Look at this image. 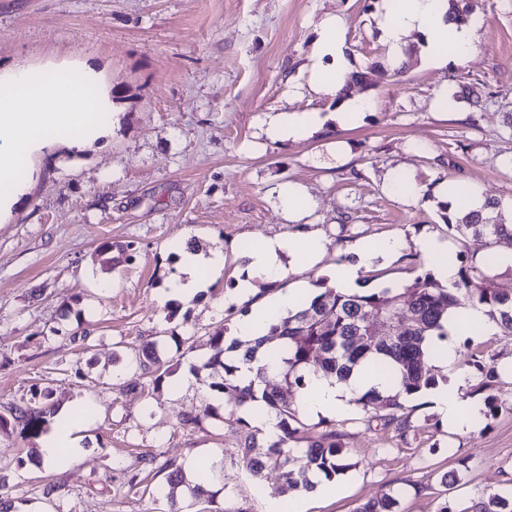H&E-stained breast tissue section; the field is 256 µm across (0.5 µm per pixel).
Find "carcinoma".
<instances>
[{"mask_svg": "<svg viewBox=\"0 0 512 512\" xmlns=\"http://www.w3.org/2000/svg\"><path fill=\"white\" fill-rule=\"evenodd\" d=\"M443 220L450 233L482 239L491 247H512V220H507L499 202L493 199L467 212H454L447 204ZM448 261L459 264L457 280L451 288L441 285L429 273L411 287L395 291L383 288L369 293H344L324 287L297 312L270 325L268 336L280 340V359L273 369L259 364L266 338L234 339L227 345L225 327L210 336V355L202 365L191 366V370L208 371L209 393L222 394L224 399L233 401L235 409L226 420L247 430L237 462L255 476L268 469L280 471L279 495L291 490L311 491L319 479L342 476L353 463L341 434L331 425L314 435L299 436V428L292 426L296 415L289 406L288 392L303 393L309 377L317 374L345 381L355 366L370 360L378 372L392 377L396 390L386 393L372 388L357 394L355 402L369 413L367 422L376 421L385 429L393 426L407 432L413 425L406 401L438 383L434 369L423 363V344L432 336L448 338L442 326L448 309L480 305L504 334L512 335V289L497 286L482 269L466 264L461 251L448 257ZM393 317L406 320V324L389 339L374 335L379 321ZM467 365L473 375L481 378L482 390L493 389L499 373L480 351L470 352ZM35 397L39 398L37 404L9 407V416L0 415V427H6L12 418L24 424L28 437H41L54 422L57 407L45 389L35 392ZM258 400L278 421L281 435L274 441L267 440L259 428L237 414L238 409ZM213 415L214 407L205 396L200 409L184 415L180 424L197 425ZM298 454L302 465L296 468L293 462ZM161 469L168 471L169 483L185 485L190 496L187 505L167 497L168 512H186L197 501L212 499L205 488L208 471H199L191 483L173 461L165 462ZM356 512H399V502L391 495L371 498L361 503ZM465 512H512V494L481 496Z\"/></svg>", "mask_w": 512, "mask_h": 512, "instance_id": "cac0c4a2", "label": "carcinoma"}]
</instances>
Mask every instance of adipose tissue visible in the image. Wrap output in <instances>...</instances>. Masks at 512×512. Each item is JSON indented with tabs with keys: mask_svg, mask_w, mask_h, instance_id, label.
Listing matches in <instances>:
<instances>
[{
	"mask_svg": "<svg viewBox=\"0 0 512 512\" xmlns=\"http://www.w3.org/2000/svg\"><path fill=\"white\" fill-rule=\"evenodd\" d=\"M445 0H384L380 25L383 35L394 48H401L410 32L426 36L429 48L439 56L464 57L474 47L475 28L457 25L446 18ZM318 68L314 73L316 89L336 96L342 89L349 65L344 44L335 19L319 26L315 40ZM53 78L37 80L27 68L0 69V223L6 222L28 190L27 180L17 177L19 167L31 166L38 154L64 145L84 149L104 142L112 133V101L100 71L88 62L71 65L54 64ZM329 120L319 112H278L268 115L262 129L266 138L285 143L301 135L319 131ZM398 238L377 242L359 240L353 243L350 260L337 264L333 284L348 290L362 273L373 266L378 257L401 251ZM329 247L328 240L311 232L261 240L242 254L243 266L236 279L235 300H250L248 312L238 319L234 334L241 339L265 335L272 317L296 312L304 302L299 290L279 291L269 302L254 301L258 285L273 283L285 274V261L306 266L318 263ZM179 270L170 277L163 293L164 300L183 301L211 286L224 268V254L214 251L202 256L187 241L176 247ZM448 332L445 340H430L425 347L429 360L437 365L453 363L462 336L469 329L491 330L492 325L479 306H468L449 312L444 321ZM389 390L390 380L379 373L359 368L347 381L311 376L307 390L300 398L302 408L314 415L345 416L350 396L369 388ZM466 379H458L452 388L435 389L434 402L454 432L478 427L479 405L466 394ZM58 417L68 419L63 428L51 429L39 442L41 464L53 463L67 454L71 463H79L85 453L83 432L86 424L76 417L73 407L62 405Z\"/></svg>",
	"mask_w": 512,
	"mask_h": 512,
	"instance_id": "1",
	"label": "adipose tissue"
}]
</instances>
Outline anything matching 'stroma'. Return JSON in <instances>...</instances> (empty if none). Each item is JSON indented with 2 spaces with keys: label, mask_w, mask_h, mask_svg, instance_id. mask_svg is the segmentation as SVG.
I'll return each mask as SVG.
<instances>
[{
  "label": "stroma",
  "mask_w": 512,
  "mask_h": 512,
  "mask_svg": "<svg viewBox=\"0 0 512 512\" xmlns=\"http://www.w3.org/2000/svg\"><path fill=\"white\" fill-rule=\"evenodd\" d=\"M457 22L478 20L475 49L438 59L413 33L393 51L378 23L383 0H0V67L86 60L112 90L108 143L43 153L26 195L0 224V411L49 389L56 405L91 404L86 456L62 470L35 468L32 443L15 423L0 429V479L15 508L54 512H166L160 466L211 456L214 499L206 512H268L278 471L253 477L231 464L241 441L232 422L183 414L201 403L194 378L180 391L153 384L142 347L190 366L231 304L239 255L253 238L317 230L330 245L314 267L288 266L260 288H320L359 239L399 237L401 253L378 258L361 290L406 288L424 276L415 243L432 235L474 265L484 242L450 237L442 184L460 180L512 213V0H467ZM336 17L351 70L381 64L351 124L275 143L260 132L271 112H336L311 84L316 31ZM302 187L315 207L288 221L276 189ZM191 235L199 252L224 253V269L188 303L161 299L177 269L175 246ZM109 253H102L103 245ZM193 337L194 353L179 342ZM498 408L473 432H449L427 394L413 400L415 432L367 423L351 406L334 426L353 463L332 496H309L305 512H355L392 495L400 512H465L489 493L512 492V374L493 390ZM154 456L146 465L145 456ZM457 471V484L440 476ZM57 485L44 498L46 483Z\"/></svg>",
  "instance_id": "35a3bbf8"
}]
</instances>
